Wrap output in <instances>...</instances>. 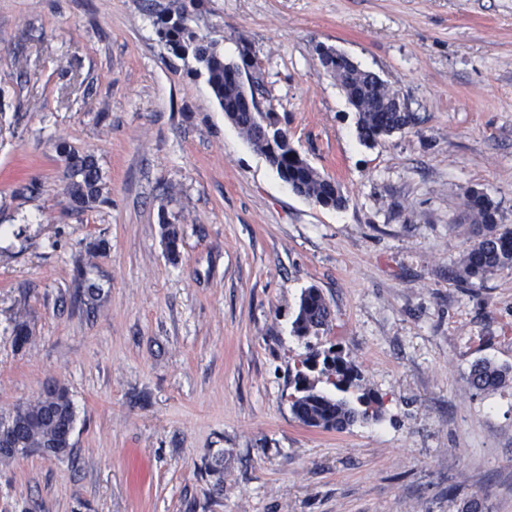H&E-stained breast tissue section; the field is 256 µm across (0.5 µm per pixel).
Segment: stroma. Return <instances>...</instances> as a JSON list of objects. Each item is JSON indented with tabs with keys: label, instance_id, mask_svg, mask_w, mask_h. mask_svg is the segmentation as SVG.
<instances>
[{
	"label": "stroma",
	"instance_id": "obj_1",
	"mask_svg": "<svg viewBox=\"0 0 512 512\" xmlns=\"http://www.w3.org/2000/svg\"><path fill=\"white\" fill-rule=\"evenodd\" d=\"M183 8L225 59L250 44L262 111L342 208L294 194L160 40ZM321 44L417 124L360 142ZM61 144L105 203L70 209ZM471 187L512 225V0H0V417L51 381L76 414L69 455L0 461V512H512V268L462 281ZM312 285L335 319L306 341ZM311 345L358 367L379 420L293 417ZM481 360L508 371L490 393ZM505 373L489 361L476 363L469 375L471 385L478 391L496 389L502 382Z\"/></svg>",
	"mask_w": 512,
	"mask_h": 512
}]
</instances>
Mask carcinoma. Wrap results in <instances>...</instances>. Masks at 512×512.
Masks as SVG:
<instances>
[{
	"instance_id": "1",
	"label": "carcinoma",
	"mask_w": 512,
	"mask_h": 512,
	"mask_svg": "<svg viewBox=\"0 0 512 512\" xmlns=\"http://www.w3.org/2000/svg\"><path fill=\"white\" fill-rule=\"evenodd\" d=\"M189 21L185 11L162 17L156 22L157 34L175 56L182 59L192 56L227 120L266 157L295 194L321 207H342L345 197L340 186L301 156L276 114L249 111L241 106V86L233 74L239 64L256 67L252 48L246 43L240 44L238 60L227 61L218 43L197 36ZM338 78L352 99L362 142H374L415 124V113L394 112L389 108L388 102L395 90L377 79L376 74L343 68L338 72ZM57 151L66 162L68 182L65 193L70 207L83 211L101 201L103 175L94 156L76 153L64 144L59 145ZM465 197L478 234L472 247L463 255L461 264L466 281L482 282L494 272L512 267V227L500 223L498 207L486 194L469 189ZM160 233L167 254L177 258L181 241L178 225L163 217ZM332 319V311L319 290L308 288L300 298L293 333L299 338L317 336L329 327ZM314 372L342 394L358 387L361 381L357 367L334 347L310 351L294 365V392L289 395L291 412L300 423L340 431L358 421L380 418L382 403L379 398L364 392L353 403L342 396H333L317 389L315 380L311 379ZM504 376L505 373L491 362L481 361L472 367L469 380L476 390L485 392L496 389ZM74 422L75 409L69 390L61 384L46 391L43 398L16 407L6 419L20 445L21 458L45 455L61 426Z\"/></svg>"
}]
</instances>
